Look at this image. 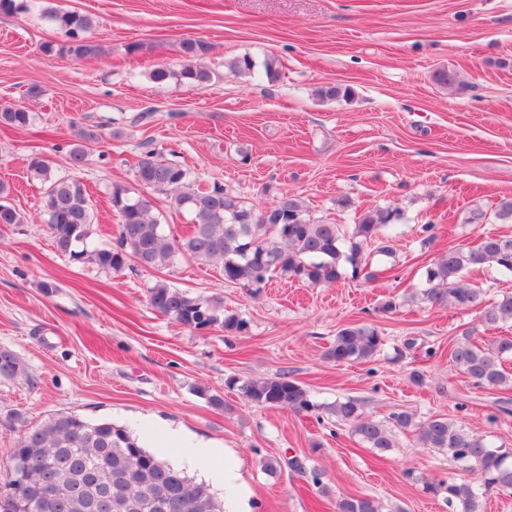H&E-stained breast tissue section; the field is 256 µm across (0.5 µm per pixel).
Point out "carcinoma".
Masks as SVG:
<instances>
[{
	"instance_id": "carcinoma-1",
	"label": "carcinoma",
	"mask_w": 512,
	"mask_h": 512,
	"mask_svg": "<svg viewBox=\"0 0 512 512\" xmlns=\"http://www.w3.org/2000/svg\"><path fill=\"white\" fill-rule=\"evenodd\" d=\"M48 18L67 36L58 48L62 56L77 59L95 56L99 46L86 37L92 20L82 14L49 10ZM212 46L201 39L186 38L177 48L178 70L158 66L151 73L156 83L179 78L199 88L206 87L213 73L199 60ZM351 88L338 83L318 87L316 96L325 101L348 99ZM30 112L15 105L0 104V126L24 128L31 123ZM98 137L95 130L82 128L78 142L68 151L69 165L80 169L87 163L82 142ZM30 176L45 186L42 217L56 250L76 262L87 260L100 268L120 272L132 261L156 269L183 259L220 266L224 280L240 284L254 295L261 293L272 278L280 276L310 287L338 283L346 267L352 274L368 270L369 256H390L394 252L395 228L401 214L396 209L375 207L355 214L351 224H333L313 217L301 197L285 193L256 210L222 185L203 186L191 170L149 151L134 170L135 182L146 191L170 196V206L190 216L186 233L175 237L153 214L146 195L130 196L124 185L112 186L111 202L120 217L118 246L100 245L92 226L94 211L86 184L72 175L59 176L48 161L32 156ZM8 187L0 184V225L19 224L21 216L4 203ZM494 266L512 274V236L484 235L468 246H449L426 268L424 296L433 305L451 304L474 310L486 326L512 321V292L494 298L488 290L467 282L472 270ZM152 310L190 329L218 327L232 336L245 330L246 322L224 313L217 302L156 282L148 291ZM383 346L379 330L366 322L346 325L336 332L327 358L336 364L367 361ZM449 359L478 388H497L512 383L503 368L512 355V338L485 341L473 328L448 351ZM19 369L16 355L0 349V375ZM229 385L249 403L268 408L309 412L323 408L337 421L352 428L363 446L383 457L395 447L394 430L414 429L423 448L448 454V461L468 473V479L426 480L423 490L442 498L448 512H483L487 495L512 494V448H495L484 438L442 415L419 423L405 411L395 413L384 424L367 418L354 399L337 400L325 406L314 403L307 389L288 373L262 379L233 377ZM9 419L21 424V433L11 459H21L30 468L18 477L8 472L0 512H224V503L209 485L148 450L124 426L107 419L87 421L68 412H56L33 426L14 412ZM310 475L315 486L322 485L321 473L302 457L281 461L263 460L274 474L282 467ZM336 512H383L372 497H346Z\"/></svg>"
}]
</instances>
